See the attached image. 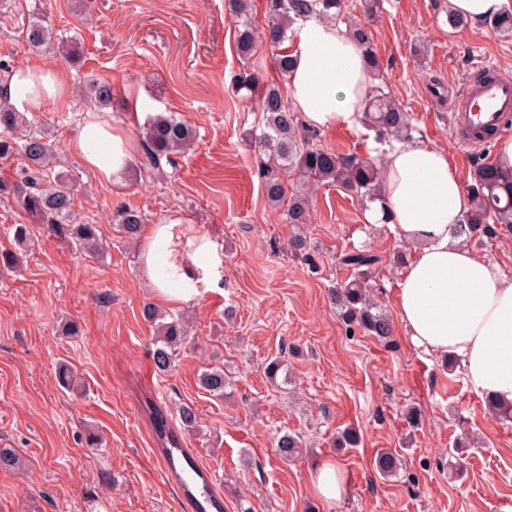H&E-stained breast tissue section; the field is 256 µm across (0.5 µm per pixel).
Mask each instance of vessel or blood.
Returning <instances> with one entry per match:
<instances>
[{"label": "vessel or blood", "mask_w": 512, "mask_h": 512, "mask_svg": "<svg viewBox=\"0 0 512 512\" xmlns=\"http://www.w3.org/2000/svg\"><path fill=\"white\" fill-rule=\"evenodd\" d=\"M511 121L512 77L498 72L468 83L451 109L454 134L466 145H477L480 134L500 131Z\"/></svg>", "instance_id": "vessel-or-blood-1"}]
</instances>
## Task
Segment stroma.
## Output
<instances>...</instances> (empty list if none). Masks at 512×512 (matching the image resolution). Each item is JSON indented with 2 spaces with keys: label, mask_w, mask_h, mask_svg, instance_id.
I'll list each match as a JSON object with an SVG mask.
<instances>
[{
  "label": "stroma",
  "mask_w": 512,
  "mask_h": 512,
  "mask_svg": "<svg viewBox=\"0 0 512 512\" xmlns=\"http://www.w3.org/2000/svg\"><path fill=\"white\" fill-rule=\"evenodd\" d=\"M348 14L371 32L380 85L420 139L447 152L466 180L476 165L494 163L496 138L477 149L455 139L448 102L482 64L512 76V34L483 21L452 25L448 0H381L374 14ZM35 16L78 43L80 62L30 48L23 28ZM235 38L224 0H0V64L41 61L68 75L67 103L32 118L55 140L58 170L73 177L76 221L99 225L109 243L103 261L81 257L0 198V248L11 246L12 225L30 231L21 267L0 272V448L18 457L14 468H0V512H194L165 475L141 407L146 397L173 425L180 404L194 405L199 429L186 446L225 512H238L243 499L252 512H512V421L489 413L462 368L415 348L401 324L391 344L381 343L349 330L330 299L350 275L340 254L364 247L382 257L370 283L395 314L403 267L393 255H412L413 246L388 225L364 223L357 198L326 185L312 197L309 256L290 254L293 228L266 198L254 160L260 114L232 91L245 64L263 82L280 83L274 50L256 40L245 61ZM94 80L111 84L108 113L135 158L143 156L136 122L158 112L194 127L193 148L162 175L135 167L121 183L100 181L74 148L98 109L84 92ZM319 141L377 164L386 151L364 126L326 130ZM125 206L150 224L189 217L221 260L211 288L189 304L162 303L144 277L140 245L112 229ZM147 304L191 324L166 374L152 362ZM68 323L76 335L64 333ZM274 359L284 366L272 380L265 367ZM62 362L77 375L74 390L55 379ZM215 363L232 380L221 399L198 382ZM411 405L422 413L416 426L405 418ZM88 426L102 446L86 447ZM347 428L360 444L336 447ZM286 432L308 444L289 461L275 453ZM384 451L405 461L399 475L376 470ZM328 462L343 473L332 501L312 486Z\"/></svg>",
  "instance_id": "obj_1"
}]
</instances>
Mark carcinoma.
Masks as SVG:
<instances>
[{
  "instance_id": "cac0c4a2",
  "label": "carcinoma",
  "mask_w": 512,
  "mask_h": 512,
  "mask_svg": "<svg viewBox=\"0 0 512 512\" xmlns=\"http://www.w3.org/2000/svg\"><path fill=\"white\" fill-rule=\"evenodd\" d=\"M322 5L319 18L346 24L349 35L364 52L369 71L379 70V59L368 31L358 22L349 21L342 13V0H318ZM229 17L237 32L240 56L247 60L255 45V30L249 17L250 0H225ZM269 23L264 33L266 41L276 49L274 67L282 80H287L293 59L286 42L294 37V24L311 17L307 0H268ZM25 37L35 49L58 46L73 58L78 44L61 40L53 29L36 18L28 22ZM89 93L97 103H112V86L108 83L89 84ZM234 92L246 101H256L262 113L263 127L258 138L262 152L258 160L264 174L263 188L267 199L285 206V218L290 224L310 223L312 194L322 185L336 184L354 193L361 204L373 203L381 195L380 171L369 160L358 157L342 158L319 144L315 130H306L297 113L276 83H262L258 74L243 67L234 82ZM364 122L375 131L377 139L388 136L412 138L413 126L406 113L384 91L376 90L364 108ZM195 139L192 126L173 113L150 116L143 128L145 166L162 169V161L188 150ZM21 151L28 164L15 181L0 180V196L11 198L14 207L42 224L54 240L68 244L86 258L99 261L107 254V245L97 224H78L73 220L74 193L69 178L52 172L54 145L47 133L18 112L6 100H0V159ZM470 211L457 224L449 227L450 234L470 243L490 235L494 224H512V172L496 166L474 168L470 184ZM144 217L130 207L117 210L116 231L131 241L139 239ZM13 247L0 249V270L13 271L20 266V250L29 242V227H12ZM381 256L365 248H353L344 253L342 263L350 268L352 277L331 289V299L339 318L350 328H358L368 336L387 343L393 333L389 316L371 295L370 274ZM143 317L155 328V348L152 361L160 373L171 371L173 356L187 340V326L179 316H172L153 306L143 308ZM200 386L217 398H224L231 382L224 367L203 368ZM143 410L151 423L158 452L172 479L191 502L194 512H224V501L214 494L207 473L183 447V436L170 427L163 410L153 400L143 401ZM182 430L198 428V414L191 405H183L178 415ZM303 448L298 435L284 434L277 439V454L288 461ZM385 477L395 475L402 463L398 455L382 452L375 461Z\"/></svg>"
}]
</instances>
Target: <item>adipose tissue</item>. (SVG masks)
I'll list each match as a JSON object with an SVG mask.
<instances>
[{
    "mask_svg": "<svg viewBox=\"0 0 512 512\" xmlns=\"http://www.w3.org/2000/svg\"><path fill=\"white\" fill-rule=\"evenodd\" d=\"M288 92L306 126L359 125L371 78L358 43L340 25L301 22L292 49ZM20 112H39L69 95L66 73L38 61L18 67L0 87ZM99 180L118 183L132 164L124 130L104 113L88 114L75 142ZM382 198L364 215L387 222L396 239L414 244L396 291V307L413 346L461 362L477 391L512 403V276L451 238L448 227L470 207L447 153L418 139L395 143L382 162ZM213 244L177 219L143 231L141 263L156 295L173 305L196 300L211 283Z\"/></svg>",
    "mask_w": 512,
    "mask_h": 512,
    "instance_id": "1",
    "label": "adipose tissue"
}]
</instances>
